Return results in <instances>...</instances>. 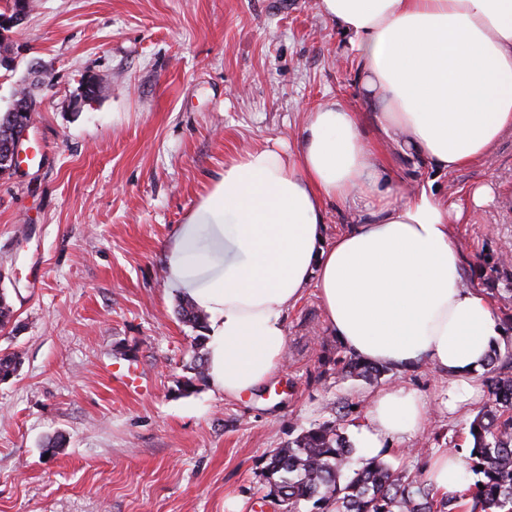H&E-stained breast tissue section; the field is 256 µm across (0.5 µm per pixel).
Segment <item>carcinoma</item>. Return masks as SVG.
I'll return each instance as SVG.
<instances>
[{"instance_id":"1","label":"carcinoma","mask_w":512,"mask_h":512,"mask_svg":"<svg viewBox=\"0 0 512 512\" xmlns=\"http://www.w3.org/2000/svg\"><path fill=\"white\" fill-rule=\"evenodd\" d=\"M178 314L192 328H206V316L183 299ZM351 376L370 378L380 366L357 358L339 361ZM22 365L19 353L0 355V381L15 376ZM191 375L177 381L183 395L206 378L205 361L188 367ZM472 447L466 457L472 474L465 492L438 497L428 480L392 468L374 457L352 467L353 445L337 427L325 421L302 430L276 449L267 465L271 502L281 512H456L461 500H470L469 512H512V377H491L488 406L469 425Z\"/></svg>"}]
</instances>
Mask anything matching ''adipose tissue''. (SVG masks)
Here are the masks:
<instances>
[{"instance_id":"1","label":"adipose tissue","mask_w":512,"mask_h":512,"mask_svg":"<svg viewBox=\"0 0 512 512\" xmlns=\"http://www.w3.org/2000/svg\"><path fill=\"white\" fill-rule=\"evenodd\" d=\"M348 34L356 83L380 133L436 174L480 162L512 130V0H319ZM356 221L327 239L329 206ZM460 211L433 189L403 192L357 112L329 100L306 112L294 145L261 144L228 161L166 244L165 285L208 321L207 374L225 397L262 388L287 347L289 308L307 290L354 357L444 379L456 420L505 330L488 296L465 285L450 238ZM430 407L406 384L376 391L354 427L371 458L423 431ZM428 480L466 489L463 453L439 452Z\"/></svg>"}]
</instances>
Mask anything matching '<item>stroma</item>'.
<instances>
[{
  "mask_svg": "<svg viewBox=\"0 0 512 512\" xmlns=\"http://www.w3.org/2000/svg\"><path fill=\"white\" fill-rule=\"evenodd\" d=\"M0 113L20 85L38 112L22 169L0 177V289L14 318L0 354L18 351L0 382V512H274L263 506L272 451L345 408V435L377 390L398 382L431 406L424 433L384 461L424 471L417 448L463 444L478 412L452 423L443 385L424 367L350 377L314 292L289 310L287 351L262 389L224 398L176 382L196 334L164 284V247L242 149L296 140L305 112L336 98L360 112L395 183L435 181L463 212L450 228L463 275L512 319V133L485 162L440 178L387 145L353 82L348 39L318 0H33L5 37ZM51 86L34 85L35 66ZM99 95L77 97L85 77ZM496 199L474 207L469 188ZM64 435L65 447L48 450Z\"/></svg>",
  "mask_w": 512,
  "mask_h": 512,
  "instance_id": "stroma-1",
  "label": "stroma"
}]
</instances>
